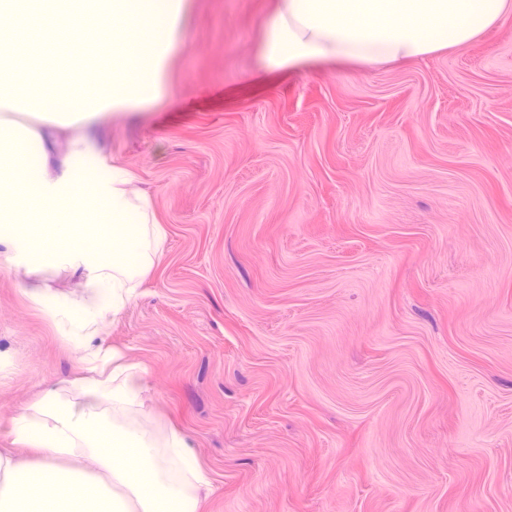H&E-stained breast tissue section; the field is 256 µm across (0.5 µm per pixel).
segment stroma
<instances>
[{"label": "stroma", "instance_id": "35a3bbf8", "mask_svg": "<svg viewBox=\"0 0 512 512\" xmlns=\"http://www.w3.org/2000/svg\"><path fill=\"white\" fill-rule=\"evenodd\" d=\"M274 0H187L162 93L38 135L128 172L164 251L105 338L193 442L201 512H512V14L379 66L259 58ZM0 262V448L86 375Z\"/></svg>", "mask_w": 512, "mask_h": 512}]
</instances>
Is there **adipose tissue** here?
<instances>
[{"label": "adipose tissue", "mask_w": 512, "mask_h": 512, "mask_svg": "<svg viewBox=\"0 0 512 512\" xmlns=\"http://www.w3.org/2000/svg\"><path fill=\"white\" fill-rule=\"evenodd\" d=\"M511 10L512 0H276L260 57L273 71L424 58L468 44ZM38 155L28 126L13 123L0 142V259L28 275L79 272V298L38 291L33 300L91 375L45 388L13 417L14 443L41 460L0 452V512H199L209 478L191 442L148 422L144 368L103 341L162 251L150 203L86 153L60 182L45 180ZM91 214L98 223H86Z\"/></svg>", "instance_id": "ef3b65f1"}]
</instances>
